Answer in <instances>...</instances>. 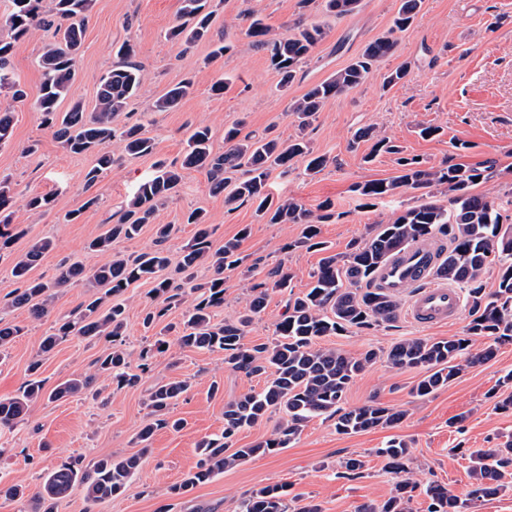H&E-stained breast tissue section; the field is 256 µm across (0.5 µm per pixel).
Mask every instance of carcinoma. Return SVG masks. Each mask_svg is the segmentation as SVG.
<instances>
[{
	"label": "carcinoma",
	"instance_id": "1",
	"mask_svg": "<svg viewBox=\"0 0 512 512\" xmlns=\"http://www.w3.org/2000/svg\"><path fill=\"white\" fill-rule=\"evenodd\" d=\"M359 3L360 0H325V8L342 18L353 13ZM92 5L93 0H11L9 13L0 19L9 31V37H0V94L16 102L27 98L11 65L17 44L32 28L52 32L53 40L40 57L41 84L36 105L42 124L53 130L55 138L69 152L94 157V164L86 173L89 185L118 163L108 149L113 139L123 141L124 150L130 156L149 155L154 150L153 140L146 136L143 124L115 125V119L137 96L142 83L141 66L133 60L134 49L129 43L118 49L122 61L101 76L93 109L74 100L66 111H60L76 78L83 22ZM420 7L421 0H400L392 28L385 36L368 43L346 67L310 86L292 102L290 112L296 117L299 129L311 124L328 99L348 94L367 81L373 69L393 53V34L409 28ZM182 17L184 22L169 30V39L190 46L212 38L215 10L211 9L210 0H182ZM294 30L292 35L276 36L260 18L252 19L247 30L251 44L266 52L283 89L296 81L302 64L310 59L324 36L320 24L298 23ZM192 86L190 80L181 81L155 99L151 111L173 109L190 94ZM13 128L14 112L0 109V147L11 142ZM361 141L372 142L364 157L366 163L374 161L381 153H401L398 145L370 127L355 133L353 143ZM224 143V152H213L211 129L195 128L186 140L181 167L205 171L210 192L224 196V205L230 211L250 203L266 224L301 225V233L288 243L289 249L327 251L319 235L320 225L335 218L331 205L325 206L324 213L315 215L292 199L273 200L266 190L272 170L279 169L286 174L295 159L303 158L306 169L312 174L318 173L327 164L326 156L317 154L302 135L287 142L266 135H244L240 122L224 127ZM398 165L397 175L357 183L353 191L366 199H382L403 189H412L422 192L424 201L404 211L390 224L371 227L368 237L351 244L345 255L322 257L312 275L311 289L302 296L289 298L288 315L276 326V341L251 347L243 343L246 329L264 310L269 290L288 288L290 273L281 265L269 269L262 281L252 285L249 304L237 320L221 325L212 323V313L224 306V270L235 269L243 263V258L237 254L238 240L225 242L221 250L212 249L205 213L192 209L185 214L184 223L195 225L196 231L180 255L181 283L163 276L169 257L162 245L175 236L178 227L158 224L156 216L159 206L176 191L182 175L173 166L158 165L153 176L138 184L121 207L117 220L87 245L90 251L106 253L112 250V242L131 240L145 225L153 224L157 248L132 259L110 258L90 271L76 262L62 264L56 286L85 280L90 287L100 288L102 292L92 293L84 309L62 320L55 333L43 339L42 351L51 350L69 336L102 339L112 349L98 359L99 370L108 374L112 383L120 388L136 385L152 370L155 353L162 352L164 346V341L158 340L142 348L135 371L131 368L129 353L123 349L126 306L121 296L131 284L144 281L154 284L152 292L161 299L160 303L147 308L143 318L145 327L163 322L168 312L181 304L183 296L190 294L193 306L178 336L180 347L222 351L224 363L248 376L272 372L264 388L224 404V432L221 437L204 443L202 462L179 485L184 492L228 467L288 447L300 433L303 423L314 417H335L336 432L342 435L398 423L404 413L380 403L371 402L353 409L342 407L352 381L380 358L376 350L368 349L350 356L317 346V340L324 336L341 335L353 328L371 329L395 319L396 301L374 287V276L397 251L429 239H447L448 247L441 249L434 276L463 285L470 307L471 321L466 335L432 341L404 339L393 344L386 353V361L392 367L419 369L423 373L412 388L414 396L424 398L432 394L448 385L463 369L492 359L499 346L512 343V224L503 223L492 199L471 192L475 179H485L487 174L450 160L426 167L415 156L398 158ZM435 186L446 188L448 204L432 199L430 188ZM13 202L11 182L0 179V250L26 234V230L12 226ZM51 248V240H37L11 263V276L19 284L11 306L27 308L36 319L48 313L50 287L32 278L30 272ZM494 261L499 265L498 286L488 293L481 275ZM203 265L212 269V277L198 283L196 270ZM22 331L19 325L0 322V350ZM475 337L485 339L484 347L476 352L473 351ZM39 368V362L31 363L30 379L19 393L0 399L1 427L22 420L31 404L45 395L43 380L37 376ZM91 381L90 376L71 378L60 384L51 396L61 399L76 394ZM189 388L186 380L154 386L149 406L156 419L145 425L137 436L143 448L150 446L157 429L181 428V421H171L166 415ZM276 409L281 410L284 417L271 437L249 447H233V439L240 429L258 423ZM378 453L386 458L394 472H408L409 448L404 442L393 439ZM139 462L137 455L119 460L106 457L92 466L83 465L79 459L66 461L51 472L35 495L38 506L42 512H54L55 502L77 483L85 485L89 504L109 499L123 491ZM340 468L343 469L341 477L359 478L364 462L360 456L351 455L341 462ZM470 474L473 482L463 498L440 484L428 485L427 512H469L475 502L512 486V441L477 454ZM418 488V483L404 478L388 499L377 505H366L360 512H409V503ZM287 496V491L281 487L255 489L244 498L242 512H287Z\"/></svg>",
	"mask_w": 512,
	"mask_h": 512
}]
</instances>
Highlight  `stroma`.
Instances as JSON below:
<instances>
[{"label": "stroma", "mask_w": 512, "mask_h": 512, "mask_svg": "<svg viewBox=\"0 0 512 512\" xmlns=\"http://www.w3.org/2000/svg\"><path fill=\"white\" fill-rule=\"evenodd\" d=\"M398 5L399 0H361L354 13L336 20L325 15L324 0H222L214 29L223 33L232 49L214 60L210 42L187 47L167 39V31L182 21L181 0H94L71 97L93 107L101 75L117 64V48L130 42L142 67L143 84L118 122L143 123L154 150L147 156L130 157L120 140H112L109 149L120 162L91 187L85 184L91 157L68 152L41 123L36 109L39 57L50 35L32 30L18 43L12 58L28 98L15 107L12 143L0 148V179L9 178L15 194L12 221L25 230L24 236L12 241L9 257L24 254L35 240H52V249L31 272L32 278L47 284H54L63 262L79 261L89 268L104 263L105 255L89 251L88 243L107 230L111 216L139 182L154 173L157 163H181L191 130L209 127L217 153L224 150L225 126L238 120L246 131L259 136L285 140L296 135L300 131L288 112L290 102L385 35ZM251 11L283 36L298 19L325 25L323 40L288 91L279 90L278 76L265 53L253 48L245 34L244 16ZM395 38L393 55L366 83L327 101L302 131L315 152L326 155L327 166L310 174L304 161L298 160L288 174L275 171L268 180L273 198L294 199L314 212L324 203L333 205L340 217L322 225L320 239L335 253L347 252L353 241L366 236L370 225L391 223L420 201L419 192L403 190L369 205L353 192L355 183L386 179L398 169L396 156L386 153L365 162L369 144L353 141L363 127L375 128L401 145L405 156L419 157L430 165L452 155L460 163L491 167L492 178L477 182L472 191L492 198L502 216L512 219V0H422L412 26ZM403 65L408 68L404 83L381 90L384 74ZM186 78L193 80L194 87L177 108L151 111L157 97ZM219 81L224 92L217 95L212 87ZM426 126L439 128V135L421 137L419 131ZM456 142L464 143V150L454 151ZM44 194L53 197L52 209L30 210L28 198ZM92 197L98 200L93 207L87 204ZM194 208L206 214L213 248L235 239L240 255L256 263V276L278 264L291 273L290 290L270 292L265 310L244 337L249 346L272 341L277 323L287 312L289 296L311 288L321 252L287 250V243L299 236L300 225L264 223L248 204L227 211L223 196L210 193L206 173L186 169L177 192L157 213L158 223L180 227L166 244L169 278L180 277L175 261L195 231L183 216ZM75 209L81 210V217L66 221V214ZM245 227L250 233L244 237L240 231ZM251 278L238 269L225 271L224 306L217 311L216 321H232L243 313ZM89 296V288L82 283L55 287L50 311L42 319H32L23 309L0 314L23 328L0 355V399L19 392L35 360L41 363L39 376L49 391L75 375L93 378L88 389L61 400L42 399L23 422L0 429V512H35V493L64 461L78 458L90 464L132 454L140 455L141 464L125 491L91 506L84 486L77 484L57 501L55 512H242L248 492L273 485L287 486L292 510L297 497L303 496L313 498L323 512H360L364 504L386 500L399 480L378 453L390 439L407 444L414 481L423 486L437 482L462 496L472 482V453L512 437V412L495 407L504 392L503 377L512 374V344L500 346L494 358L465 369L448 386L422 399L411 394L420 378L418 371L397 369L381 359L354 379L345 405L355 408L375 401L404 411L397 424L341 435L334 419L321 416L306 422L288 447L226 468L188 493L176 495L173 487L202 458L200 443L221 435L225 402L261 390L267 378L232 369L225 364L223 352L181 349L176 326L185 307L170 311L167 320L173 328L169 332L145 330L144 309L154 304L155 297L151 283L144 281L133 283L123 295L125 347L136 353L160 338L165 349L138 385L119 389L107 375L98 373L96 361L106 352L104 342L71 336L51 351H42L44 337ZM469 321L470 314L464 311L454 322L427 327L409 322L401 313L392 323L326 336L319 344L356 356L371 348L388 350L408 338L461 336ZM172 380L191 383L170 412L171 418L183 419L184 426L178 431L156 430L150 448L142 449L137 434L153 420L149 390ZM214 383L220 387L215 395L210 392ZM353 453L364 462L362 477L339 478L341 462ZM12 485L22 487L24 497L6 495V487Z\"/></svg>", "instance_id": "obj_1"}]
</instances>
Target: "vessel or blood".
I'll return each instance as SVG.
<instances>
[{
	"instance_id": "vessel-or-blood-1",
	"label": "vessel or blood",
	"mask_w": 512,
	"mask_h": 512,
	"mask_svg": "<svg viewBox=\"0 0 512 512\" xmlns=\"http://www.w3.org/2000/svg\"><path fill=\"white\" fill-rule=\"evenodd\" d=\"M436 251L430 245H416L401 251L382 269L379 284L393 294H407L405 315L421 326H443L455 321L462 308L461 294L452 283L432 277Z\"/></svg>"
}]
</instances>
